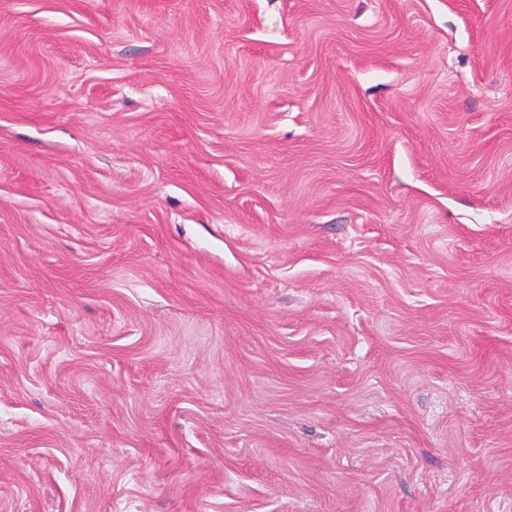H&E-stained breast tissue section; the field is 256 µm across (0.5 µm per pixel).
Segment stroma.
I'll return each mask as SVG.
<instances>
[{"label":"stroma","mask_w":512,"mask_h":512,"mask_svg":"<svg viewBox=\"0 0 512 512\" xmlns=\"http://www.w3.org/2000/svg\"><path fill=\"white\" fill-rule=\"evenodd\" d=\"M0 512H512V0H0Z\"/></svg>","instance_id":"obj_1"}]
</instances>
